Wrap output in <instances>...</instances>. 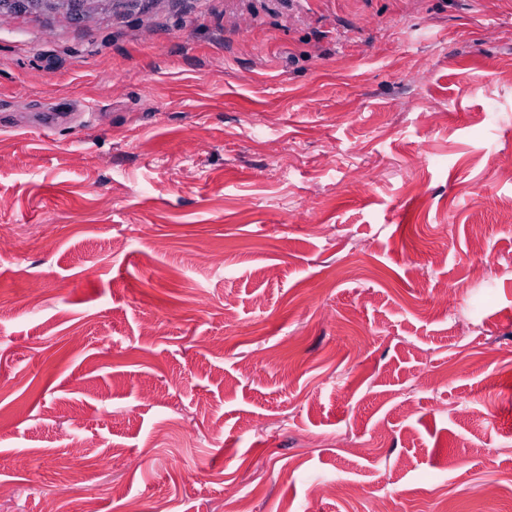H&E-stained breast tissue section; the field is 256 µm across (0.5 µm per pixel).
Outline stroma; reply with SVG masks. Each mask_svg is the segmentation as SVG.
<instances>
[{
	"label": "stroma",
	"instance_id": "1",
	"mask_svg": "<svg viewBox=\"0 0 512 512\" xmlns=\"http://www.w3.org/2000/svg\"><path fill=\"white\" fill-rule=\"evenodd\" d=\"M510 159L512 0L0 9V512H512Z\"/></svg>",
	"mask_w": 512,
	"mask_h": 512
}]
</instances>
